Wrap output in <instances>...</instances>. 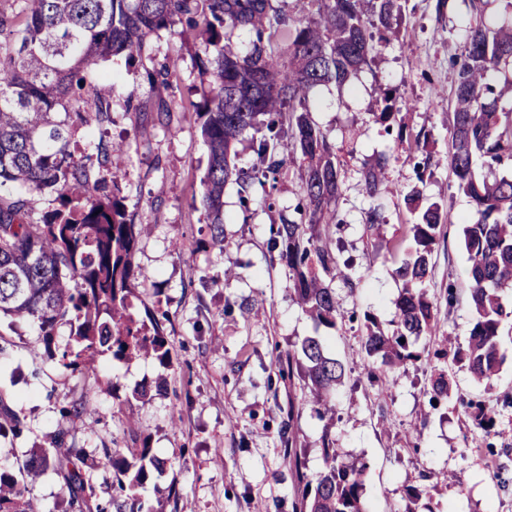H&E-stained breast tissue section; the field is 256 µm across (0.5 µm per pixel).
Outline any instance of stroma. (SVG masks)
Here are the masks:
<instances>
[{
  "label": "stroma",
  "instance_id": "obj_1",
  "mask_svg": "<svg viewBox=\"0 0 512 512\" xmlns=\"http://www.w3.org/2000/svg\"><path fill=\"white\" fill-rule=\"evenodd\" d=\"M471 21L466 0H404L385 33L387 45L369 65L344 87L321 85L309 95L311 117L328 133L341 171L333 246L343 274L329 286L354 319L333 329L315 327L302 311L269 247L271 225L293 210L306 176L291 139L279 142L287 163L271 192L253 187L244 202L235 183L225 186V241L213 247L206 213L193 204L209 156L198 117L210 80L200 67V41L164 30L147 56L93 65L91 85L108 100L109 118L78 130L71 149L82 156L114 143L124 147L112 165L121 173L127 217L140 229L131 262L149 273L131 285V312L144 322L159 320L169 362L118 361L106 353L95 372H73L47 359L36 325L1 323L8 349L0 356V391L24 431L0 443V465L51 447L62 430L88 458L131 447L138 436L167 462L166 474L151 477L144 491L156 512H296L301 495L279 437L290 420L307 473L322 467L325 434L346 462L364 466L370 512H512V318L503 323L505 361L492 386L450 358L448 395L434 406L432 363L371 369L362 347L364 313L384 325L393 317L402 288L395 262L414 245L406 196L416 186L420 206L438 203L452 218L427 281L438 329L417 345L452 355L467 342L474 313L459 220L474 209L457 190L448 150L453 62ZM161 68L171 87L160 94L149 75ZM133 102L140 111L130 110ZM160 110L168 114L162 124L155 118ZM391 111L407 132H426L422 150L396 147L378 119ZM381 153L390 160L373 198L360 169ZM375 203L384 220L370 233L365 224ZM316 334L345 367L335 413L322 419L298 382L278 373L279 357ZM140 388L147 391L141 398ZM78 399L88 401L91 414L63 417L62 408ZM468 401L494 406L490 430L473 426L463 408Z\"/></svg>",
  "mask_w": 512,
  "mask_h": 512
}]
</instances>
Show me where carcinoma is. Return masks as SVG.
Listing matches in <instances>:
<instances>
[{
  "mask_svg": "<svg viewBox=\"0 0 512 512\" xmlns=\"http://www.w3.org/2000/svg\"><path fill=\"white\" fill-rule=\"evenodd\" d=\"M275 0H26L22 21L0 12V187L12 184L30 196L55 193L61 207L41 220L31 219L27 198H0V317L37 324L47 358L72 371L95 368L98 356L117 360L145 355L166 363L167 340L149 332L127 313L130 281L145 277L131 265L137 225L100 171L112 165V149L96 156H75V130L108 118L109 102L91 89L92 65L117 55L130 61L150 49L152 37L174 19L204 40L201 65L210 74L201 105V133L209 166L201 182L213 244L224 245V185L234 179L240 192L254 184L274 188L286 164L277 152L291 131L307 169L302 199L294 215L272 227L271 246L288 268L289 287L316 326L334 328L344 319L334 289L324 277L336 274L338 258L330 246L336 229L340 168L329 136L309 117V92L320 84L344 85L376 51L375 34L389 28L398 0H373L371 17L358 0H305L293 19ZM511 14L494 29L477 20L468 30L464 53L456 61L455 110L448 164L459 192L473 203L477 219L464 223L469 302L474 320L466 349L456 359L472 377L490 385L504 361L500 337L512 317L502 293L512 288V177L493 181L477 169L493 172L512 166V109L489 102L494 93L486 76L512 63ZM246 28L254 34L245 55L224 49V38ZM77 97L80 108L70 111ZM249 134L262 169L249 175L231 167L234 142ZM380 155L366 164L362 177L370 196L378 193L386 164ZM415 250L401 259L395 275L402 281L390 327L364 315L366 356L390 369L419 361L414 349L437 327V313L424 284L440 227L450 220L437 204L413 208ZM70 325V339L56 342L57 327ZM299 370L302 389L313 403L330 410L333 393L345 374L328 355L320 336H306L288 352L281 375ZM431 399L448 396L445 373L431 379ZM480 428L492 427L493 410L478 403L471 412ZM23 423L0 392V440L14 439ZM294 405L288 407V431L282 439L301 488L303 512H366L364 468L347 464L322 436L323 467L312 476L302 471L293 448ZM51 469L68 489L67 512H155L142 496L151 474L163 475L165 462L152 448H107L89 463L58 433L52 447L33 448L18 467L0 466V512H43L33 494ZM113 474L112 501L95 498L92 471Z\"/></svg>",
  "mask_w": 512,
  "mask_h": 512,
  "instance_id": "carcinoma-1",
  "label": "carcinoma"
}]
</instances>
